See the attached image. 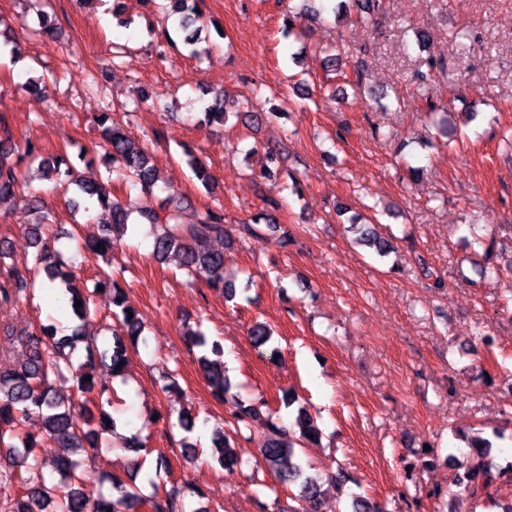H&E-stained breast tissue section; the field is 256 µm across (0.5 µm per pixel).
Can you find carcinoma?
I'll use <instances>...</instances> for the list:
<instances>
[{
	"label": "carcinoma",
	"instance_id": "carcinoma-1",
	"mask_svg": "<svg viewBox=\"0 0 512 512\" xmlns=\"http://www.w3.org/2000/svg\"><path fill=\"white\" fill-rule=\"evenodd\" d=\"M170 13L180 17V27L185 33L183 44L188 56L198 57L208 51L199 47L200 25L207 24L203 6L204 0H166ZM356 8L357 21L369 20L371 14L380 10L381 0H358L342 2L337 13L346 16L351 8ZM243 118L245 125L259 126L265 119L262 114L252 112H226L222 94L217 93L203 106L206 127L223 125L229 116ZM95 122L101 128L104 154L102 160L107 168L116 171L131 183L141 187L150 195L160 179L151 164L144 147L125 131L124 121L118 112H102ZM35 153V147L27 144L20 147L10 136L6 118L0 115V205L11 201L17 190L25 185L20 169L26 157ZM187 164L194 177L203 184H212V175L205 164L189 148H184ZM89 174L80 173L71 164L68 155H59L42 162L43 173L50 180H64L75 186L78 199L74 206L91 213L94 204H99L109 213L110 221L102 226L101 233L83 239L82 247L89 251L104 253L128 233L130 214L139 216L138 224L149 226L157 233L154 237V255L165 260L174 255L179 267L187 275L203 278L211 288L224 291L228 298L235 296V289L224 283V252L210 247L213 239L222 238L226 248H231L234 240L224 230V213L218 208H206L197 214L192 224L181 222L179 206L155 208L145 201L135 207L111 197L105 184L95 177L93 168L96 159L80 153ZM43 222L37 221L30 227L33 247L36 249V262L14 263L0 270V302H18L32 294L36 281L43 275L51 284L62 289L60 302L68 305L71 313L80 321L91 314V295L83 293L75 283L71 266L61 253L48 245L43 238ZM351 226L358 234L357 241L374 249L381 257L386 256L391 245L379 233L375 219L351 218ZM484 262L478 266L481 277L500 273V266L492 249L483 253ZM124 270H113L95 283L112 291L113 318L112 350L97 352L94 344L85 347L84 360L76 355L78 342L85 338L80 329L70 336H56L55 327L42 326L40 330H24L15 341L24 351V358L16 367L0 371V468L8 467V472L0 473V494L3 495L4 512H134L141 504H151L153 512H183L181 491L172 489L159 496L163 485V475L168 473L164 455L157 458L155 479L151 480L153 493L148 498L130 492L124 479L116 474L110 476L112 491L116 495L107 498L102 494H88L83 488L81 474L85 462L93 461L99 453L98 427L106 426L109 414L100 411L94 414L81 394L97 391L105 394L109 385L95 380V358L110 356L111 373L114 377L124 374L126 369L127 343L138 340L142 326L135 307L126 291L118 285L117 278ZM81 306H75V300ZM188 349L199 352L197 361L203 372L207 386L213 396L224 404V413L234 426L232 435L221 429L212 436V458L232 471L239 463L235 445L242 436V430H249L258 422L266 426L268 438L260 448L266 468L281 485L293 487L298 507L293 512H320L325 508L321 501V491L317 482L308 473L306 466L297 456V448L317 444L321 439V429L305 407L297 408L293 424L272 421V415L264 414V399L245 404L224 376V345L218 339H211L202 330L189 331L184 335ZM90 380H85V377ZM73 381V390L65 395L57 384ZM37 413L43 417L40 433H29L25 422ZM458 439L466 445L465 461L459 463L463 474L461 483L477 491L489 487L493 478L501 473H493L495 466L489 461L492 442L479 435L465 431L458 433ZM60 448L53 462L58 479L49 480L37 465V452L45 445Z\"/></svg>",
	"mask_w": 512,
	"mask_h": 512
}]
</instances>
